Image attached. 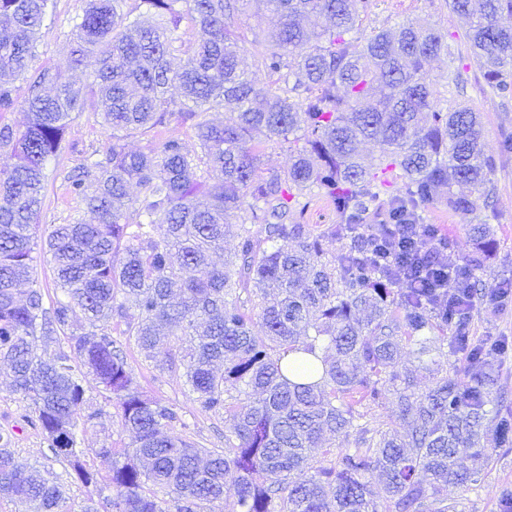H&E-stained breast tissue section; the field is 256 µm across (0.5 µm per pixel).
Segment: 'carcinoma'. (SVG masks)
Instances as JSON below:
<instances>
[{"instance_id":"carcinoma-1","label":"carcinoma","mask_w":512,"mask_h":512,"mask_svg":"<svg viewBox=\"0 0 512 512\" xmlns=\"http://www.w3.org/2000/svg\"><path fill=\"white\" fill-rule=\"evenodd\" d=\"M48 2L0 0V112L30 115L22 130L0 123V363L51 458L99 498L74 508L62 476L21 463L14 431L1 428L0 503L24 501L31 512H456L448 486L475 482L487 460L485 424L512 444V418L491 397L495 353L505 347L474 342L467 316L487 297L481 273L493 234L473 227L446 301L426 284L398 287L393 259L355 229L382 205L394 224L437 203L467 213L473 201L456 184L495 194L478 114L456 101L441 106L427 75L445 55L447 85L465 84L469 63L455 35L413 20L363 35L373 0H267L279 26L252 41L256 70L247 73L233 29L238 0H137L145 11L133 22L127 0H79L72 63L92 81L77 87L58 68L33 71ZM448 9L467 22L470 57L490 90L511 91L512 26L501 18L512 16V0H448ZM185 18L205 39L175 71ZM26 77L20 100L14 83ZM216 106L237 122L212 123ZM89 109L110 134L102 158L68 177L84 217L42 239L47 162L73 114ZM173 123L191 124L199 151L166 134ZM147 131L158 143L129 150L126 139ZM256 134L288 149L287 171H262ZM363 140L379 145L376 159L359 154ZM314 189L345 218L319 235L288 223ZM230 237L236 252L215 264ZM38 248L60 290L50 308L37 288L18 297L20 284L34 282ZM78 309L85 322L75 328ZM57 328L70 331L65 343L41 348ZM116 328L144 359L182 377L202 411L230 423L223 449L177 432L189 425L144 394ZM174 339L188 343L185 352L173 351ZM406 346L413 357L403 365ZM287 352L315 357L314 381L287 375ZM457 354L467 381L446 362ZM423 372L434 378L426 392ZM89 375L117 400L133 447L81 446L77 433L106 416L85 398ZM387 393L396 410L381 423L371 410ZM326 432L333 441L312 455ZM89 452L105 471L87 466ZM464 455L474 467L459 465Z\"/></svg>"}]
</instances>
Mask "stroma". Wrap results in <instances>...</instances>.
<instances>
[{"label":"stroma","mask_w":512,"mask_h":512,"mask_svg":"<svg viewBox=\"0 0 512 512\" xmlns=\"http://www.w3.org/2000/svg\"><path fill=\"white\" fill-rule=\"evenodd\" d=\"M80 12L78 0H50L39 42V65L67 70L69 77L86 82L82 69L69 68L73 47L76 16ZM415 19L443 31L463 34L465 26L447 8L445 0H376L372 11L363 19L364 32L395 26L403 19ZM484 80L478 66H471L469 80L463 92L448 91L447 96L468 104L479 112L483 122L482 146L487 155L495 158L494 179L497 193L493 204H485L475 197V210L469 215L448 211L439 205L427 207L423 221L439 225L447 237L450 259H461L472 248L469 228L472 224H490L497 241V249L487 263L483 281L486 287L512 280V152L502 150L505 140L512 138V97L508 99L484 92ZM108 137L99 113L82 112L71 122L62 152L47 164L48 184L46 199L39 224L41 234H48L52 225L65 224L76 217V204L66 192V175L85 163L86 159L104 145ZM471 334L478 338L492 337L505 341L509 350L501 360V371L494 395L502 396V411L512 414V299L500 302L496 313L476 310L471 322ZM127 362L133 369L142 390L164 404L174 406L183 415L190 428L188 437L202 448L220 449L228 429L222 417L201 412L191 400L182 379L155 369L133 347H125ZM28 406L23 397L12 392L9 370L0 367V426L12 424L16 439L14 449L20 459L41 466L47 464L46 443L40 432L22 421ZM483 444L488 459L476 485L448 491L449 501L457 502L459 512H500L506 495L512 494V445L500 446L494 428H486Z\"/></svg>","instance_id":"1"}]
</instances>
